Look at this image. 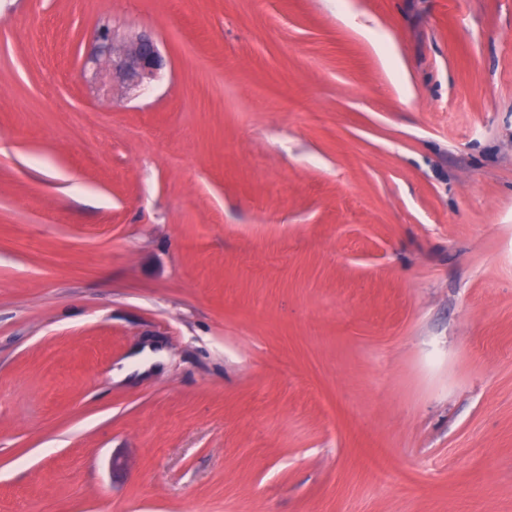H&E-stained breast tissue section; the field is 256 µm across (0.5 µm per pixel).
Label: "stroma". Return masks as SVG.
Segmentation results:
<instances>
[{
	"instance_id": "obj_1",
	"label": "stroma",
	"mask_w": 512,
	"mask_h": 512,
	"mask_svg": "<svg viewBox=\"0 0 512 512\" xmlns=\"http://www.w3.org/2000/svg\"><path fill=\"white\" fill-rule=\"evenodd\" d=\"M1 145L0 512H512V0H0ZM100 55L110 56L112 52V73L99 64L96 56L91 62L96 65L99 90L108 93L112 85L119 82L128 90H135L154 79L163 66V59L155 40L148 34L141 33L127 44L117 47L115 36L107 26L97 33Z\"/></svg>"
}]
</instances>
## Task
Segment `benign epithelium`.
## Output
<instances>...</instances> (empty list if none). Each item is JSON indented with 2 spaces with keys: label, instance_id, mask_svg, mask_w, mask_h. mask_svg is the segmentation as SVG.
Segmentation results:
<instances>
[{
  "label": "benign epithelium",
  "instance_id": "benign-epithelium-1",
  "mask_svg": "<svg viewBox=\"0 0 512 512\" xmlns=\"http://www.w3.org/2000/svg\"><path fill=\"white\" fill-rule=\"evenodd\" d=\"M99 53L112 56V69L99 66V58L91 62L96 65L99 90L106 93L110 84L118 82L128 90H135L154 79L163 66V59L155 40L148 34L141 33L127 44L115 45V36L107 26L97 33Z\"/></svg>",
  "mask_w": 512,
  "mask_h": 512
}]
</instances>
